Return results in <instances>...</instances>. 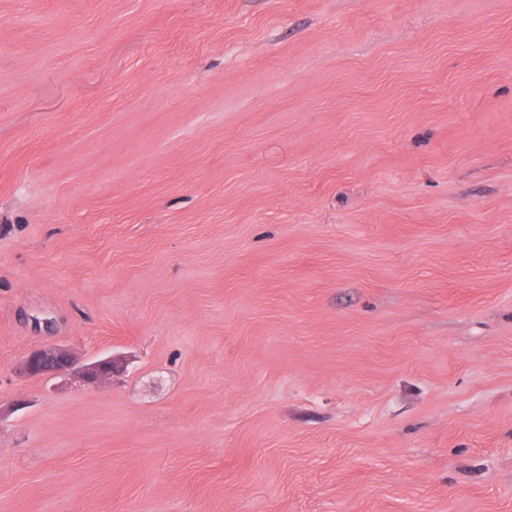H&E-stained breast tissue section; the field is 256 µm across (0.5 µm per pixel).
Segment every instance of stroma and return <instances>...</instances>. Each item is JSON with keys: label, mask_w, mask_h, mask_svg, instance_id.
Here are the masks:
<instances>
[{"label": "stroma", "mask_w": 512, "mask_h": 512, "mask_svg": "<svg viewBox=\"0 0 512 512\" xmlns=\"http://www.w3.org/2000/svg\"><path fill=\"white\" fill-rule=\"evenodd\" d=\"M0 512H512V0H0ZM75 359L65 347L53 346L30 352L22 362L23 372L31 377H44L74 371ZM113 369L112 357H107L85 365L77 373L84 386L95 388L103 381L112 379Z\"/></svg>", "instance_id": "stroma-1"}]
</instances>
